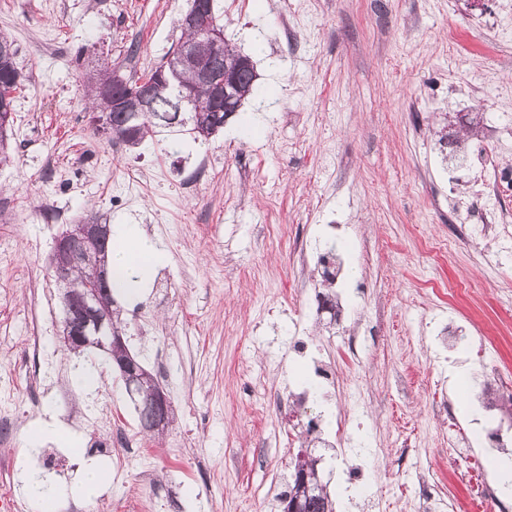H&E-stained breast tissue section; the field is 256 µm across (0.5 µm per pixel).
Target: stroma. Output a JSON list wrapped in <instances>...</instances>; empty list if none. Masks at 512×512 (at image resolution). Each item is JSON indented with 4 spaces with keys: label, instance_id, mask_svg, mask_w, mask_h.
Instances as JSON below:
<instances>
[{
    "label": "stroma",
    "instance_id": "35a3bbf8",
    "mask_svg": "<svg viewBox=\"0 0 512 512\" xmlns=\"http://www.w3.org/2000/svg\"><path fill=\"white\" fill-rule=\"evenodd\" d=\"M501 0H214L224 39L258 79L223 130L201 140L157 133L130 147L97 137L84 99L107 64L128 78L158 65L192 0H0V32L17 47L12 159L0 164V492L33 512L37 477L62 491L86 465L122 464L123 512H282L280 495L315 422L322 481L343 512H374L349 481L373 467L381 512H447L423 500L465 497L471 457L495 470L500 409L483 428L458 416L470 453L448 459L450 367L474 368L494 342L488 382L512 390V241L482 245L479 208L453 213L483 148L444 161L436 130L475 116L484 136L512 131V14ZM136 224L166 250L138 296H116L127 344L167 394L176 420L142 433L116 370L98 389L75 381L64 351L54 242L88 211ZM336 246L341 316L317 313L319 259ZM77 396V449L64 472L44 467L52 439L33 441L53 396L30 349L34 329ZM355 346H348V337ZM335 374L330 402H299L314 360ZM109 407L95 403L97 391ZM124 444L97 453L95 421ZM346 419V435L336 433Z\"/></svg>",
    "mask_w": 512,
    "mask_h": 512
}]
</instances>
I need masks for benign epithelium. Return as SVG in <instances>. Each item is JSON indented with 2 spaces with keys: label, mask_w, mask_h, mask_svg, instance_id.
<instances>
[{
  "label": "benign epithelium",
  "mask_w": 512,
  "mask_h": 512,
  "mask_svg": "<svg viewBox=\"0 0 512 512\" xmlns=\"http://www.w3.org/2000/svg\"><path fill=\"white\" fill-rule=\"evenodd\" d=\"M211 16L212 10L206 11L195 2L191 9L181 16L180 25L214 36L216 32L213 31ZM178 56L181 57L184 66L194 73L196 81L208 88L213 102L224 105V111L227 113L237 111L234 78L224 70L220 58L214 56L203 58L189 45L180 48ZM140 84L144 85V91L137 97L122 98L118 95L111 97L107 92H102V107L105 108L110 104L114 110L146 111L151 82L146 78L140 81ZM175 106L180 112L208 111L204 104L184 88L176 89ZM109 233V225L87 220L74 225L68 234L56 240L54 252L67 255L71 265L94 268L98 282L102 284L100 288L74 291L69 288L70 265L53 266L54 277L63 288L65 316L62 323V341L68 348L80 349L90 344V335L93 333L98 335L99 343L96 347L102 350L122 343V337L112 335V332L106 329V319L95 312L100 296L104 292V286L108 285V270L101 259L99 246L108 239Z\"/></svg>",
  "instance_id": "obj_1"
}]
</instances>
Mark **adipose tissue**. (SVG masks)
Listing matches in <instances>:
<instances>
[{
    "label": "adipose tissue",
    "mask_w": 512,
    "mask_h": 512,
    "mask_svg": "<svg viewBox=\"0 0 512 512\" xmlns=\"http://www.w3.org/2000/svg\"><path fill=\"white\" fill-rule=\"evenodd\" d=\"M163 257L164 251L157 241L138 233L134 225H123L112 237L113 291L129 296L139 293L149 273Z\"/></svg>",
    "instance_id": "adipose-tissue-1"
}]
</instances>
